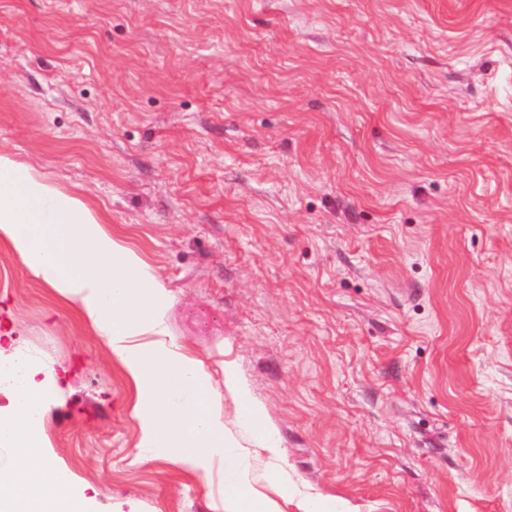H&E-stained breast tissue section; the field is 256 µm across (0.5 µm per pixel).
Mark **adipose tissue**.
I'll use <instances>...</instances> for the list:
<instances>
[{
	"mask_svg": "<svg viewBox=\"0 0 512 512\" xmlns=\"http://www.w3.org/2000/svg\"><path fill=\"white\" fill-rule=\"evenodd\" d=\"M0 241L30 275L77 303L106 339L135 389L132 416L138 445L150 458L210 474L219 471L224 512H336V501L303 494L281 465L282 442L234 362L224 364V388L191 348L171 331L174 303L156 268L122 240L84 200L60 189L14 153L0 151ZM14 358H0V475L11 476L7 512H88L89 497L54 469L33 437L49 391L39 371L15 373ZM239 411L224 414L222 392ZM272 460L255 475L252 449Z\"/></svg>",
	"mask_w": 512,
	"mask_h": 512,
	"instance_id": "obj_1",
	"label": "adipose tissue"
}]
</instances>
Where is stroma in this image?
Wrapping results in <instances>:
<instances>
[{
    "instance_id": "stroma-1",
    "label": "stroma",
    "mask_w": 512,
    "mask_h": 512,
    "mask_svg": "<svg viewBox=\"0 0 512 512\" xmlns=\"http://www.w3.org/2000/svg\"><path fill=\"white\" fill-rule=\"evenodd\" d=\"M0 150L81 195L236 362L297 489L340 512H512V0H0ZM92 512H222L144 460L135 390L0 242Z\"/></svg>"
}]
</instances>
